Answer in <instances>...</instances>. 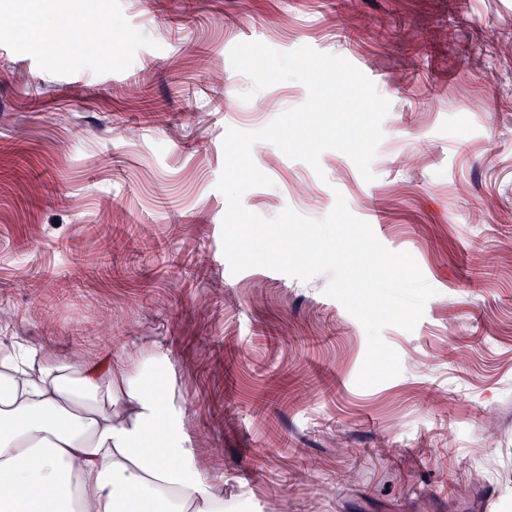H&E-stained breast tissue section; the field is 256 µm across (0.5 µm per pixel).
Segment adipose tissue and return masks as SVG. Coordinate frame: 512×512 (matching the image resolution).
<instances>
[{
	"label": "adipose tissue",
	"mask_w": 512,
	"mask_h": 512,
	"mask_svg": "<svg viewBox=\"0 0 512 512\" xmlns=\"http://www.w3.org/2000/svg\"><path fill=\"white\" fill-rule=\"evenodd\" d=\"M159 344L121 360L13 344L0 359V512H224Z\"/></svg>",
	"instance_id": "obj_1"
}]
</instances>
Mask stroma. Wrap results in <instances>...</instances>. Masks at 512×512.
Returning <instances> with one entry per match:
<instances>
[{"label": "stroma", "instance_id": "35a3bbf8", "mask_svg": "<svg viewBox=\"0 0 512 512\" xmlns=\"http://www.w3.org/2000/svg\"><path fill=\"white\" fill-rule=\"evenodd\" d=\"M75 21L113 50L70 56ZM241 41L343 57L390 103L373 180L339 151L315 169L259 141L271 183L242 198L321 219L343 196L414 257L436 294L413 330L383 329L401 372L373 387L327 276L235 274L224 256L227 129L308 98L288 80L241 101ZM1 336L63 356L169 349L231 512H460L483 482L512 512V0H0Z\"/></svg>", "mask_w": 512, "mask_h": 512}]
</instances>
